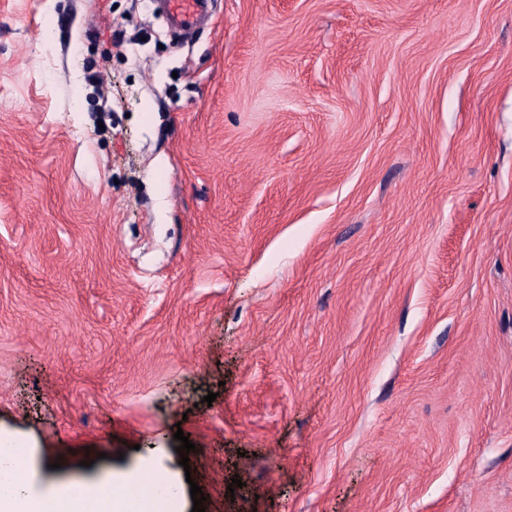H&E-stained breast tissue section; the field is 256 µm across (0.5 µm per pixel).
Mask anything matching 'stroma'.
Wrapping results in <instances>:
<instances>
[{"label": "stroma", "mask_w": 512, "mask_h": 512, "mask_svg": "<svg viewBox=\"0 0 512 512\" xmlns=\"http://www.w3.org/2000/svg\"><path fill=\"white\" fill-rule=\"evenodd\" d=\"M168 32L0 0V438L183 512H512V0Z\"/></svg>", "instance_id": "obj_1"}]
</instances>
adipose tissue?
Segmentation results:
<instances>
[{
  "instance_id": "ef3b65f1",
  "label": "adipose tissue",
  "mask_w": 512,
  "mask_h": 512,
  "mask_svg": "<svg viewBox=\"0 0 512 512\" xmlns=\"http://www.w3.org/2000/svg\"><path fill=\"white\" fill-rule=\"evenodd\" d=\"M29 468L18 448L0 441V512H177L154 463L109 482L65 483L42 493L29 488Z\"/></svg>"
}]
</instances>
